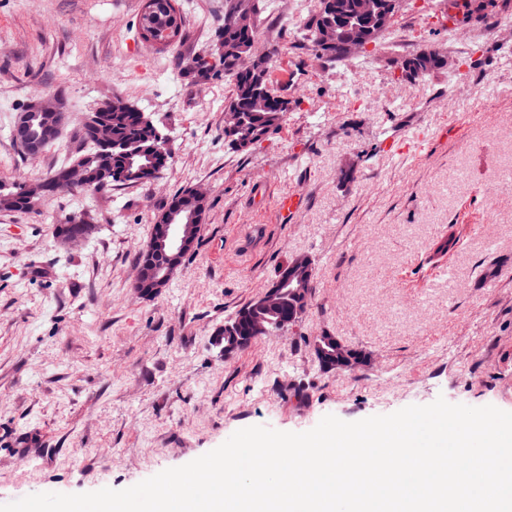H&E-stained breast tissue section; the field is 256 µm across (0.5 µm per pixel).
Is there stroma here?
<instances>
[{
	"instance_id": "obj_1",
	"label": "stroma",
	"mask_w": 512,
	"mask_h": 512,
	"mask_svg": "<svg viewBox=\"0 0 512 512\" xmlns=\"http://www.w3.org/2000/svg\"><path fill=\"white\" fill-rule=\"evenodd\" d=\"M278 2L259 0V44L280 47L271 69L292 108L276 134L234 152L230 83L189 70L217 43L224 0H180L184 37L163 52L137 36L141 0H0V180L74 156L87 114L115 99L148 112L174 147L153 183L0 211V504L50 486L123 490L254 425L305 432L328 414L354 422L440 397L512 412V0H488L458 27L448 0H404L393 24L404 42L387 36L340 63L297 42L304 18ZM425 48L456 67L399 81L404 56ZM57 94L67 127L22 156L19 113ZM419 131L424 148L388 151ZM189 187L210 204L199 243L142 298L138 253ZM289 193L303 206L286 221ZM79 213L96 233L61 243L55 225ZM249 224L267 225L262 242ZM451 230L456 248L434 257ZM300 254L315 267L307 314L225 355V319ZM323 332L364 365L323 371L312 350Z\"/></svg>"
}]
</instances>
